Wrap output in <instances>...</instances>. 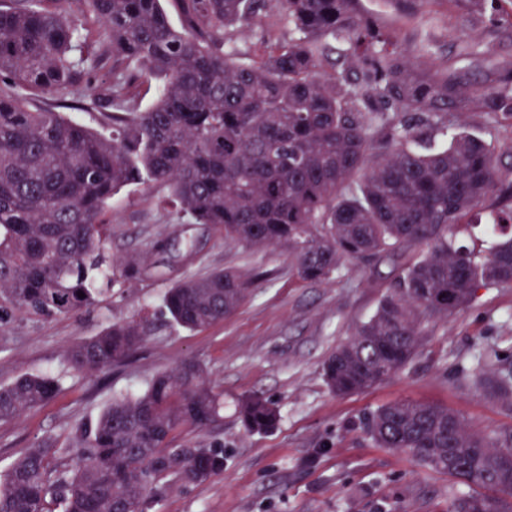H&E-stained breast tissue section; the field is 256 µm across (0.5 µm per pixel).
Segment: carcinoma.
Here are the masks:
<instances>
[{"mask_svg":"<svg viewBox=\"0 0 512 512\" xmlns=\"http://www.w3.org/2000/svg\"><path fill=\"white\" fill-rule=\"evenodd\" d=\"M0 0V329L17 310L50 319L94 305L112 197L145 182L170 190L168 205L194 224H218L224 241L281 248L298 276L318 282L347 261L370 262L416 248L374 313L323 363L336 394L362 391L404 369L420 346L419 326L448 317L482 284L512 285V203L491 206L498 173L481 138L459 129L443 147H409L412 127L385 112H416L448 131V78L418 80L384 29L358 14L359 0H282L294 37L263 42L238 61L224 28L261 22L262 0H177L181 27L162 0H64L70 19L46 3ZM99 23L112 53V100L144 77L162 80L145 111L107 115L93 130L32 103L36 92L81 103L89 70L105 56L82 34ZM366 65L365 89L322 72V39ZM492 208L485 250L455 244L468 217ZM84 297H78V293ZM250 284L229 269L168 288L169 320L202 330L233 314ZM147 336L145 325L112 323L68 353L80 372L121 363ZM474 384L512 403V360ZM55 377L23 373L0 385V423L51 400ZM222 408L204 368L185 360L137 394L112 399L60 448L46 437L0 477V512H149L169 480L202 483L224 471V445L176 442L186 425L204 428ZM246 430L267 432L279 414L267 400L239 403ZM369 437L424 466L500 493L462 496L448 512H512V432L483 436L447 408L397 401L369 414ZM66 457L68 462L56 463Z\"/></svg>","mask_w":512,"mask_h":512,"instance_id":"cac0c4a2","label":"carcinoma"}]
</instances>
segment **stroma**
I'll use <instances>...</instances> for the list:
<instances>
[{
	"label": "stroma",
	"instance_id": "stroma-1",
	"mask_svg": "<svg viewBox=\"0 0 512 512\" xmlns=\"http://www.w3.org/2000/svg\"><path fill=\"white\" fill-rule=\"evenodd\" d=\"M360 8L420 59L413 75L444 74L459 90L489 88L468 106L450 100L448 126L483 139L502 187L512 186V19L490 21L481 0H361ZM292 36L278 0H265L261 26L226 31L224 39L246 60L261 39ZM164 194L142 184L114 197L106 246L112 275L99 281L96 306L47 320L19 312L0 332V385L22 373L59 380L51 401L0 423V472L42 438L67 445L74 427L93 421L113 395L135 392L156 373L193 359L222 393V417L203 429L182 428L177 438L222 442L224 471L172 487L152 512H448L455 498L472 493L461 479L376 446L364 419L407 399L448 407L484 434L512 430V405L465 381L480 351L512 357V286L477 288L463 309L422 324L418 354L405 369L338 396L322 364L392 288L402 257L350 264L329 279L306 282L281 250L230 244L220 226L182 223L163 204ZM219 268L250 282L245 303L203 331L172 325L162 303L167 288ZM131 319L149 323L140 349L104 374L72 370L67 357L74 342ZM253 395L278 408L273 430L251 433L243 426L237 405Z\"/></svg>",
	"mask_w": 512,
	"mask_h": 512
}]
</instances>
